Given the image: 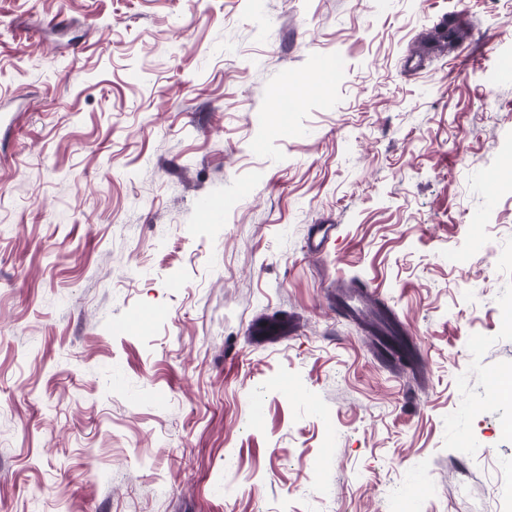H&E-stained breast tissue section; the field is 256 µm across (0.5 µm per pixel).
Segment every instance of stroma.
Returning a JSON list of instances; mask_svg holds the SVG:
<instances>
[{
  "mask_svg": "<svg viewBox=\"0 0 512 512\" xmlns=\"http://www.w3.org/2000/svg\"><path fill=\"white\" fill-rule=\"evenodd\" d=\"M507 68L512 0H0V512H512ZM333 67L334 62L326 57L316 55L310 59L309 68L311 74L313 76H317L323 73L320 77L311 80L310 82L316 90L315 93H317L326 83H328L329 80L332 79L333 70L325 71ZM292 325L288 317L263 318L252 324L251 336L260 345L280 346L291 335Z\"/></svg>",
  "mask_w": 512,
  "mask_h": 512,
  "instance_id": "35a3bbf8",
  "label": "stroma"
}]
</instances>
